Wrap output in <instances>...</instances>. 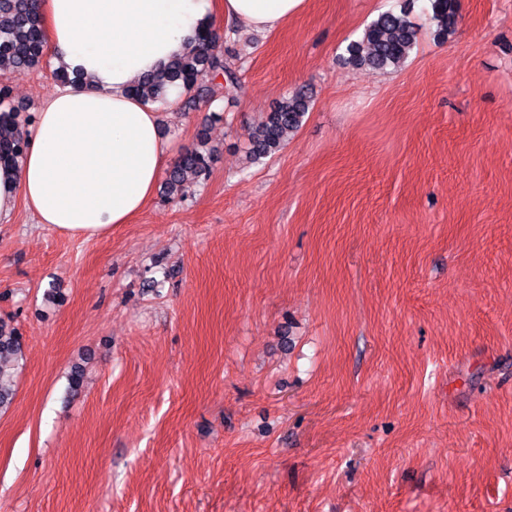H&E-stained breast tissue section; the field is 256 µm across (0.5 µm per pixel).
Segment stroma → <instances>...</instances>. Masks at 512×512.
<instances>
[{"label":"stroma","mask_w":512,"mask_h":512,"mask_svg":"<svg viewBox=\"0 0 512 512\" xmlns=\"http://www.w3.org/2000/svg\"><path fill=\"white\" fill-rule=\"evenodd\" d=\"M392 6L406 65L348 64ZM430 15L307 0L258 32L216 12L243 90L204 80L163 128L214 147L201 184L102 238L0 223L23 337L0 512H512V0H459L445 38ZM0 80L32 114L58 86ZM299 90V131L247 164ZM311 100L301 92L285 95L252 132L247 151L252 162L273 158L298 131L310 110Z\"/></svg>","instance_id":"35a3bbf8"}]
</instances>
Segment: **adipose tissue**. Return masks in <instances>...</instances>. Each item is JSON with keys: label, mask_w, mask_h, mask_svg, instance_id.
Here are the masks:
<instances>
[{"label": "adipose tissue", "mask_w": 512, "mask_h": 512, "mask_svg": "<svg viewBox=\"0 0 512 512\" xmlns=\"http://www.w3.org/2000/svg\"><path fill=\"white\" fill-rule=\"evenodd\" d=\"M306 0H224V15L270 31ZM56 67L73 75L31 119L28 149L0 164V218L17 206L79 238L129 223L172 158L163 116L132 88L197 46L213 0H35Z\"/></svg>", "instance_id": "obj_1"}]
</instances>
